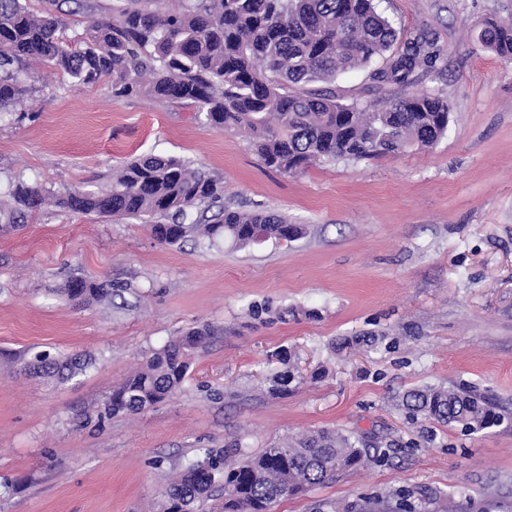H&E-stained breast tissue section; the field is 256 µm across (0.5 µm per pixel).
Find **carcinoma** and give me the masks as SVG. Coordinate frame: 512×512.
<instances>
[{
	"instance_id": "carcinoma-1",
	"label": "carcinoma",
	"mask_w": 512,
	"mask_h": 512,
	"mask_svg": "<svg viewBox=\"0 0 512 512\" xmlns=\"http://www.w3.org/2000/svg\"><path fill=\"white\" fill-rule=\"evenodd\" d=\"M33 11L21 0H0V112L24 99L29 65L44 64L76 85H111L115 98L147 96L193 107L212 128L244 132L264 166L294 176L337 158H376L408 146L428 148L448 131V100L431 93L393 96L376 107L344 104L332 91L310 89L342 72L367 68L378 90L405 89L419 70H434L442 50L427 33L401 34L375 0H130L92 19L68 39L56 0ZM483 48L512 61V23L485 21ZM0 219L24 224L43 206L78 213L151 217L153 236L175 245L200 236L252 244L255 234L290 241L301 227L266 210L224 205L222 178L175 156L142 155L122 164L100 191L56 196L36 184L14 183ZM70 300L102 301L112 284L66 281ZM213 332L192 328L153 353L145 367L112 391L97 411L136 414L169 397L183 383L187 352L206 345ZM46 377L65 379L88 364L79 357L37 355ZM403 407L413 417L480 431L499 419L494 404L470 390L426 387L408 392ZM360 438L320 430L266 448L224 471V452L203 449L158 495L157 512H197L223 479L222 512H271L283 484L292 495L362 464Z\"/></svg>"
}]
</instances>
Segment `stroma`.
Instances as JSON below:
<instances>
[{
    "label": "stroma",
    "instance_id": "35a3bbf8",
    "mask_svg": "<svg viewBox=\"0 0 512 512\" xmlns=\"http://www.w3.org/2000/svg\"><path fill=\"white\" fill-rule=\"evenodd\" d=\"M404 33L443 51L413 90L448 98L447 134L426 150L339 159L288 176L263 166L242 133L189 106L113 98L52 68L0 114V188L98 191L124 162L174 155L224 180V199L302 225L292 241L170 246L149 225L45 206L0 223V512H155L159 490L200 449L227 465L323 428L386 452L272 512L396 506L512 512V62L485 50L486 18L512 0H382ZM342 103H376L368 70L337 75ZM73 277L109 281L111 299L71 301ZM182 386L135 415L89 421L112 390L171 338L199 324ZM92 364L68 380L27 368L36 353ZM479 390L504 420L469 434L409 422L408 391Z\"/></svg>",
    "mask_w": 512,
    "mask_h": 512
}]
</instances>
